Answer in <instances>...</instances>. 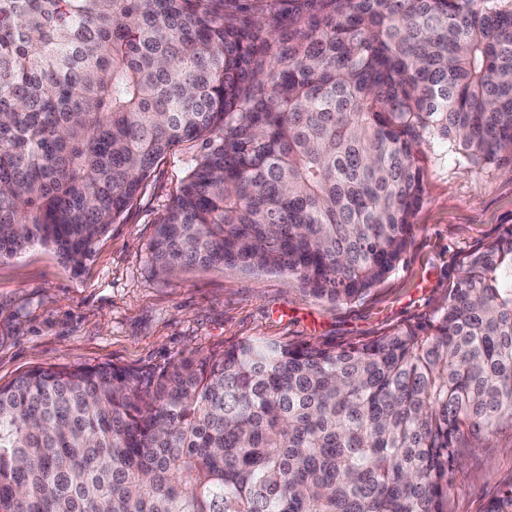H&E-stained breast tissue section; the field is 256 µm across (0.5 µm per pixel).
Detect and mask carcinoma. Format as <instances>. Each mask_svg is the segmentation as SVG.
I'll return each mask as SVG.
<instances>
[{
  "instance_id": "obj_1",
  "label": "carcinoma",
  "mask_w": 512,
  "mask_h": 512,
  "mask_svg": "<svg viewBox=\"0 0 512 512\" xmlns=\"http://www.w3.org/2000/svg\"><path fill=\"white\" fill-rule=\"evenodd\" d=\"M425 141L512 170V3L0 0V261L41 244L80 271L183 144L156 273L352 302L411 244ZM504 421L512 228L425 325L0 385V512H448ZM484 512H512V484Z\"/></svg>"
}]
</instances>
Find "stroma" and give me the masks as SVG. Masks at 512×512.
Masks as SVG:
<instances>
[{
	"label": "stroma",
	"mask_w": 512,
	"mask_h": 512,
	"mask_svg": "<svg viewBox=\"0 0 512 512\" xmlns=\"http://www.w3.org/2000/svg\"><path fill=\"white\" fill-rule=\"evenodd\" d=\"M176 148L140 202L110 226L78 273L36 245L0 261V384L40 366H159L249 338L289 343L370 340L426 321L460 275L463 256L512 227V174L423 146L425 201L397 268L348 305L303 294L285 273L209 268L155 274L156 219L184 175ZM512 483V425L473 439L450 477L448 512H484Z\"/></svg>",
	"instance_id": "obj_1"
}]
</instances>
